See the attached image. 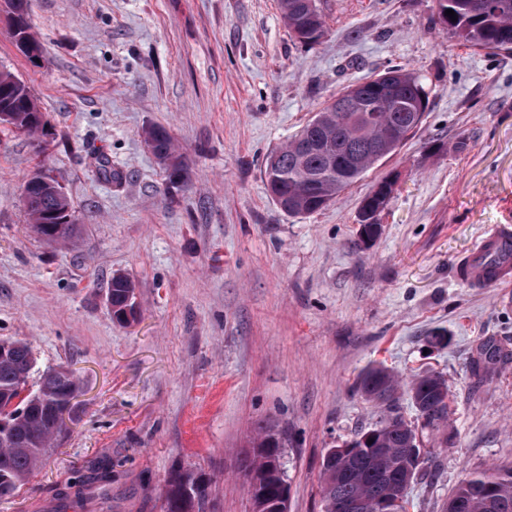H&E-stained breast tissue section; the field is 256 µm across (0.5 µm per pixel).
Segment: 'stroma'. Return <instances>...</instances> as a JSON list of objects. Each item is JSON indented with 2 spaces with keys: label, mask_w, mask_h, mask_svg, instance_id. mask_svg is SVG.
Returning a JSON list of instances; mask_svg holds the SVG:
<instances>
[{
  "label": "stroma",
  "mask_w": 512,
  "mask_h": 512,
  "mask_svg": "<svg viewBox=\"0 0 512 512\" xmlns=\"http://www.w3.org/2000/svg\"><path fill=\"white\" fill-rule=\"evenodd\" d=\"M318 5L326 33L308 47L278 0H28L34 64L0 0V70L46 129L37 145L0 124V340L82 382L69 432L0 512H162L179 467L208 483V512H252L239 464L265 423L286 440L288 512H322L326 451L382 415L355 390L376 364L448 384L456 443L427 444L434 472L407 512H442L465 473L512 461V357L471 373L484 344L512 354V285L456 274L490 227L512 225V53L451 41L435 0ZM397 65L428 93L414 135L327 207L282 211L268 154L343 87ZM150 126L187 156L186 182L170 184ZM101 152L121 183L97 177ZM35 173L70 200L66 240L29 223ZM388 176L382 233L361 248V203ZM116 275L136 285L128 325L107 304ZM439 332L446 344L429 343ZM98 460L111 482L59 504Z\"/></svg>",
  "instance_id": "35a3bbf8"
}]
</instances>
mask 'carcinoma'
<instances>
[{
    "label": "carcinoma",
    "mask_w": 512,
    "mask_h": 512,
    "mask_svg": "<svg viewBox=\"0 0 512 512\" xmlns=\"http://www.w3.org/2000/svg\"><path fill=\"white\" fill-rule=\"evenodd\" d=\"M440 23L459 44L475 49L512 52V0H435ZM12 14V37L35 42L28 22V0H7ZM281 17L301 43L313 46L324 34V19L317 0H278ZM451 9L457 21L445 15ZM336 110L330 101L319 109L287 143L267 157L265 177L268 192L282 210L293 216L307 215L333 202L350 184L377 162L397 152L422 123L428 93L420 75L395 66L360 83L356 98L346 99ZM0 112L13 116L11 125L35 139L43 133L42 113L28 87L13 74L0 71ZM153 154L177 184L187 175V164L177 154L171 136L162 128L144 131ZM101 178L118 183L120 173L109 157H95ZM34 174L23 184L21 204L32 220L34 231L47 241L70 237L73 224L67 196L38 181ZM388 203L370 191L360 209L359 223L378 224ZM135 298V285L125 276L112 277L107 301L112 319L129 322L127 300ZM35 368L28 344L10 341L7 355L0 356V499L11 497L31 473L58 446L65 420H74L75 402L81 390L78 376L70 371H48L37 388L27 386ZM399 379L383 366L367 368L357 391L379 405L396 400ZM421 426L397 414H389L357 437L352 457L326 455L322 461L323 512H336V503L356 500L361 512H404L405 495H389V481L404 486L429 473V460H419L424 448L415 444L419 429H427L440 444H453L449 423L448 385L434 372L412 378L406 389ZM279 433L261 426L250 441L244 459L254 512H277L283 485L278 475L282 449ZM209 499L204 480L181 468L174 470L164 494V512H206ZM443 512H512V462L472 472L459 481Z\"/></svg>",
    "instance_id": "carcinoma-1"
}]
</instances>
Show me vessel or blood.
<instances>
[{
	"label": "vessel or blood",
	"instance_id": "b4317fda",
	"mask_svg": "<svg viewBox=\"0 0 512 512\" xmlns=\"http://www.w3.org/2000/svg\"><path fill=\"white\" fill-rule=\"evenodd\" d=\"M462 283L486 288L512 282V225L501 224L487 232L473 251L457 264Z\"/></svg>",
	"mask_w": 512,
	"mask_h": 512
}]
</instances>
